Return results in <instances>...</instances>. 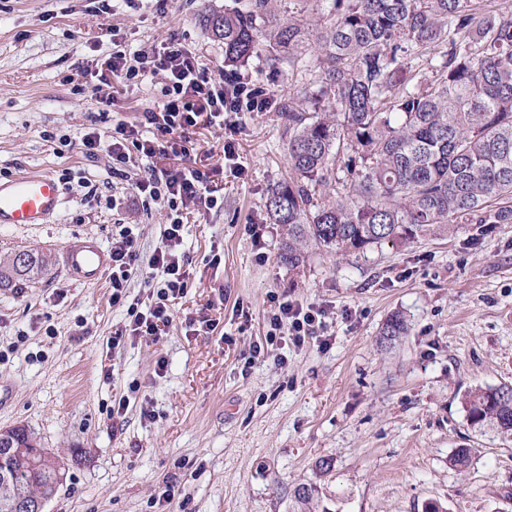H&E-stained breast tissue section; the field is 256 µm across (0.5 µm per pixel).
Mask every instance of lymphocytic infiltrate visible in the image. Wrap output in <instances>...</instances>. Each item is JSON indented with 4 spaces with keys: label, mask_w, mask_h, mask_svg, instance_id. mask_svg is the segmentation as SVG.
<instances>
[{
    "label": "lymphocytic infiltrate",
    "mask_w": 512,
    "mask_h": 512,
    "mask_svg": "<svg viewBox=\"0 0 512 512\" xmlns=\"http://www.w3.org/2000/svg\"><path fill=\"white\" fill-rule=\"evenodd\" d=\"M103 37L112 45L110 54L81 62L79 74L84 88L119 80L133 85L159 82L160 100L144 110L137 122H118L108 135H101L99 113L88 115V131L81 138L86 156L106 152L114 171L146 160L142 175L133 188L142 207L158 204L167 210L161 233V246L149 260H142L131 229H121L112 238L110 282L113 305L125 308L126 321L112 334L113 345L128 338L157 339L172 321V308L190 285V257L183 248V230L195 211L217 206L218 197L208 171L197 167H157V160L169 154L187 152L191 136L200 122L224 128L230 134L224 143V158L233 172H240L234 137L240 131L234 119L240 112H268L277 106L273 92L253 83L236 71L211 77L208 67L187 50L176 36H169L150 49L129 50L117 29L106 28ZM148 266V294L141 303L128 300L129 281L141 266ZM273 310L267 318L263 341L253 342L244 352L246 365L274 359L285 366L284 357H271V347L292 342L326 345L329 340L327 310L304 305L285 297H273Z\"/></svg>",
    "instance_id": "lymphocytic-infiltrate-1"
}]
</instances>
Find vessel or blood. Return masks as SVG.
Masks as SVG:
<instances>
[{
  "instance_id": "vessel-or-blood-1",
  "label": "vessel or blood",
  "mask_w": 512,
  "mask_h": 512,
  "mask_svg": "<svg viewBox=\"0 0 512 512\" xmlns=\"http://www.w3.org/2000/svg\"><path fill=\"white\" fill-rule=\"evenodd\" d=\"M62 203L63 192L52 174L26 173L0 180V225L49 223ZM59 259L69 278L84 285L99 283L110 264L106 249L94 236L64 245Z\"/></svg>"
}]
</instances>
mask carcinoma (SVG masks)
<instances>
[{
	"label": "carcinoma",
	"mask_w": 512,
	"mask_h": 512,
	"mask_svg": "<svg viewBox=\"0 0 512 512\" xmlns=\"http://www.w3.org/2000/svg\"><path fill=\"white\" fill-rule=\"evenodd\" d=\"M326 25L314 66L309 27L278 0H240L201 15L224 43L229 69L263 52L271 64L308 69V87L279 102L291 173L265 207L286 227L290 269L315 245L340 256L404 245L434 226L511 224L512 10L497 0H303ZM44 255L22 252L3 274L31 278ZM407 332L391 315L381 335ZM470 427L512 439V385L474 387L462 398ZM11 494L51 499L62 481L55 454L30 430L0 435ZM37 451L43 465L29 466Z\"/></svg>",
	"instance_id": "cac0c4a2"
}]
</instances>
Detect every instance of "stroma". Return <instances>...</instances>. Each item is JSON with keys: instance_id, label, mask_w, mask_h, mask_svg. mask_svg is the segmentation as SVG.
Listing matches in <instances>:
<instances>
[{"instance_id": "stroma-1", "label": "stroma", "mask_w": 512, "mask_h": 512, "mask_svg": "<svg viewBox=\"0 0 512 512\" xmlns=\"http://www.w3.org/2000/svg\"><path fill=\"white\" fill-rule=\"evenodd\" d=\"M233 4L113 0L105 12L99 0H0V177L49 172L64 197L51 223L0 226V259L50 258L37 280L0 281V392L12 393L0 401V429L25 426L62 458L64 480L45 512H297L304 484L317 486L319 512H512V442L474 432L461 404L469 388L512 384V224H455L343 260L311 247L288 269L283 229L265 209L269 187L289 173L281 120L242 112L241 176L224 171V132L205 123L188 154L162 161L216 169L224 202L184 228L191 286L157 341L111 348L126 311L112 306L109 282L78 284L63 270V244L92 233L111 245L122 224L149 259L166 222L164 210L141 207L107 153H82L100 105L79 92L75 64L110 53L99 38L106 24L134 49L176 35L220 75L224 46L200 14ZM242 72L280 96L309 79L262 54ZM111 94L104 132L154 107L158 89ZM273 293L329 306L332 341L285 345L283 368H244ZM394 314L408 331L382 342ZM204 316L217 320L214 331L201 329ZM119 392L130 404L113 422L106 410ZM462 447L475 455L459 470L449 460ZM168 481L179 489L170 503L160 498Z\"/></svg>"}]
</instances>
